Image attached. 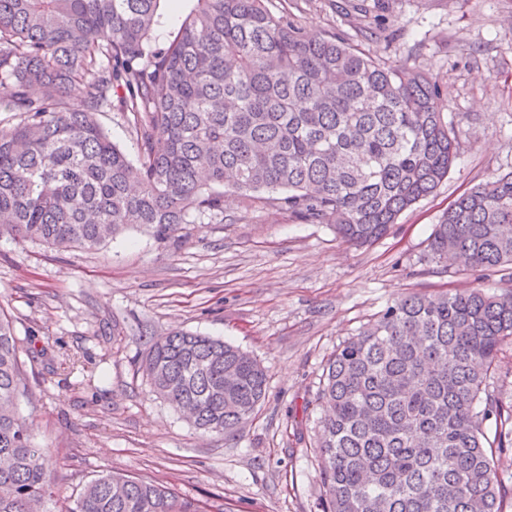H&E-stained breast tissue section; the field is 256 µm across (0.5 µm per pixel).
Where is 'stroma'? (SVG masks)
I'll use <instances>...</instances> for the list:
<instances>
[{
  "label": "stroma",
  "instance_id": "obj_1",
  "mask_svg": "<svg viewBox=\"0 0 512 512\" xmlns=\"http://www.w3.org/2000/svg\"><path fill=\"white\" fill-rule=\"evenodd\" d=\"M269 8L310 35L340 33L432 77L459 155L432 195L363 246L333 225L289 221L262 192L225 195L223 222L181 224L165 239L131 227L98 249L62 251L0 235V307L24 363L17 411L54 467L41 512H66L105 471L224 512H321L313 438L322 410L312 400L336 348L400 295L512 288L427 252L457 195L512 171V0H389L388 11L356 18L332 0ZM379 25L392 40L357 32ZM176 328L224 339L266 367V399L239 431L200 433L152 393L139 363Z\"/></svg>",
  "mask_w": 512,
  "mask_h": 512
}]
</instances>
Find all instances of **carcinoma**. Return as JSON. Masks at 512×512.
<instances>
[{
	"label": "carcinoma",
	"instance_id": "obj_1",
	"mask_svg": "<svg viewBox=\"0 0 512 512\" xmlns=\"http://www.w3.org/2000/svg\"><path fill=\"white\" fill-rule=\"evenodd\" d=\"M161 0H0V234L96 249L129 227L164 238L224 216V191L267 202L353 245L382 238L448 176L459 142L441 89L334 32L311 38L267 0H195L163 48ZM131 115L137 161L96 115ZM432 260L512 280V172L460 194ZM512 347V291L396 297L336 349L314 402L322 512H504L512 403L487 392ZM153 391L204 433L237 430L266 368L221 339L176 330L146 356ZM26 391L0 308V512H32L52 460L17 413ZM494 421L488 435L485 422ZM69 512H208L154 481L103 473Z\"/></svg>",
	"mask_w": 512,
	"mask_h": 512
}]
</instances>
